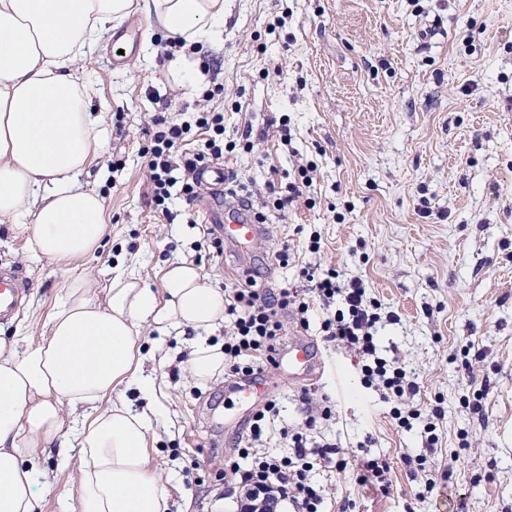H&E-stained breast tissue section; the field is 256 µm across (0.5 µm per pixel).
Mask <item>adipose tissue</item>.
<instances>
[{
	"label": "adipose tissue",
	"mask_w": 512,
	"mask_h": 512,
	"mask_svg": "<svg viewBox=\"0 0 512 512\" xmlns=\"http://www.w3.org/2000/svg\"><path fill=\"white\" fill-rule=\"evenodd\" d=\"M137 15L184 41L170 68L195 88L192 48L220 39L224 0H0V223L24 225L35 255L82 258L105 235V201L80 181L104 151V116L91 109L96 83L75 67ZM223 320V292L177 262L158 293L120 269L101 302L89 279L74 281L39 341L0 336V512H36L42 481L25 460L55 441L76 451L61 464L77 466V512H168L150 455L160 404L137 338L147 325L197 330L188 374L203 385L224 372V350L208 337Z\"/></svg>",
	"instance_id": "obj_1"
}]
</instances>
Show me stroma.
Here are the masks:
<instances>
[{"instance_id":"1","label":"stroma","mask_w":512,"mask_h":512,"mask_svg":"<svg viewBox=\"0 0 512 512\" xmlns=\"http://www.w3.org/2000/svg\"><path fill=\"white\" fill-rule=\"evenodd\" d=\"M121 31L136 42L124 65L107 42L80 71L97 82L93 105L107 123L105 153L82 176L105 200L106 234L93 254L52 261L32 254L20 225L0 224V267L32 284L0 329L40 339L76 278L91 275L99 298L117 267L156 292L175 261L198 267L213 288L251 277L303 289L302 265L335 268L395 312L379 323L377 343L418 383L415 403L441 408L437 444L428 448L422 421L393 424L389 404L361 385L357 357L325 341L318 317L304 328L283 311L279 351L309 336L324 368L313 381L271 379L280 415L264 447L284 453L281 427L313 415L316 441L388 461L384 492L316 465L325 512H512V0H224V34L198 54L224 83L207 104L237 144L223 159L233 181L221 200L229 212L250 201L266 225L237 270L213 248L218 233L201 222L199 203L176 196L171 218L154 211L142 154L155 112L195 107L214 81L188 93L161 74L163 34L149 19ZM307 164L309 198L276 211L274 198ZM195 336L148 328L138 340L163 392L152 462L169 481L170 512H242L244 491L224 459L250 424L225 428L223 380L190 379ZM476 397L477 414L467 406ZM330 401L332 416L321 419ZM419 455L425 470L410 471L405 457ZM34 465L47 476L38 512H74L73 471L60 468L57 451Z\"/></svg>"}]
</instances>
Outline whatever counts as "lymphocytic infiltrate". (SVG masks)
<instances>
[{"label":"lymphocytic infiltrate","instance_id":"1","mask_svg":"<svg viewBox=\"0 0 512 512\" xmlns=\"http://www.w3.org/2000/svg\"><path fill=\"white\" fill-rule=\"evenodd\" d=\"M154 132L144 154L150 172L155 210L169 216L168 203L173 191L194 201L201 186V175L208 163L223 158L224 115L200 110L194 123L177 122L161 112L153 120ZM206 132L203 147L189 148L191 128ZM300 274L311 287L260 289L253 285L235 288L225 294L224 314L233 324L231 336L224 340V363L236 375H251L274 359L280 341L282 323L279 311L293 309L300 326H308L309 317L321 312L320 329L326 341L349 348L361 361V382L382 393L389 402V415L398 427H411L421 410L414 405L418 392L405 366L397 359L381 355L375 341L381 320L380 305L370 297L362 280H345L335 269L319 271L301 267ZM279 415L276 400H267L253 416L250 433L242 448L236 449L224 468L237 476L243 488L253 493H277L291 502L295 512H320L323 496L309 478L316 461L335 460L338 472L355 469L359 484L385 486L389 464L380 458L347 456L338 445L324 443L308 447L304 428L314 427L315 418H307L304 428H281L280 437L289 452L278 455L260 448L259 443L271 421Z\"/></svg>","mask_w":512,"mask_h":512}]
</instances>
